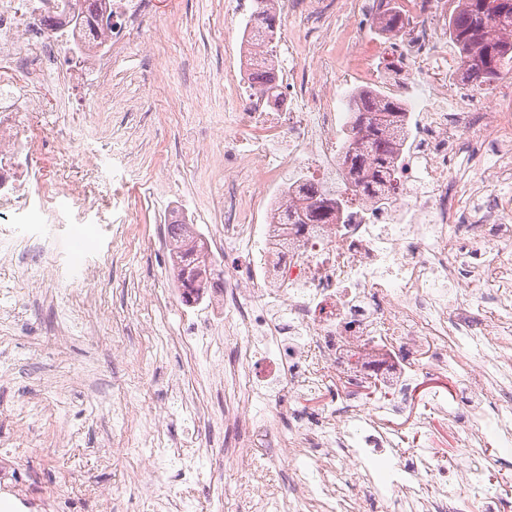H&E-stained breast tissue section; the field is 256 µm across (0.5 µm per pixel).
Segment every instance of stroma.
Wrapping results in <instances>:
<instances>
[{"label":"stroma","instance_id":"35a3bbf8","mask_svg":"<svg viewBox=\"0 0 512 512\" xmlns=\"http://www.w3.org/2000/svg\"><path fill=\"white\" fill-rule=\"evenodd\" d=\"M374 0H361L368 21L356 22L347 6L328 14L319 31L303 18L289 20L300 43L298 72L317 68L335 87L336 59L350 33L376 37ZM159 15L131 35L112 64V100L93 112L65 108L56 87L77 70L50 72L36 112H4L15 125L19 149L11 168L27 180L29 194L0 206V225L12 227L30 206L50 208L60 241L82 221L94 223L97 241L82 260L91 288L65 287L51 274L64 260L36 272L0 247V471L17 480L0 491V512H147L146 499L182 491L195 512H286L288 492L307 467L291 460L283 440L253 435L225 455L224 369L237 362V341L224 339V291L208 289L196 304L182 303L171 277L166 224L171 214L194 217L217 269L224 249L222 143L231 130V65L224 40V0H158ZM124 152L131 168L122 192L129 220L112 221V154ZM483 166L467 156L451 164L462 181L486 184L512 196V180L497 181L487 165L495 142L482 145ZM63 185L79 203L53 210ZM208 336L206 358L196 359L178 334ZM208 376L200 409L187 423L180 399L184 382ZM160 425L165 440L188 441L191 458L207 465L188 477L163 469L146 433L132 435L123 417ZM435 447L441 477L455 482L462 467L446 425L427 433L408 425L392 463L405 466L419 449ZM478 463L498 490L495 512H512V443L486 432Z\"/></svg>","mask_w":512,"mask_h":512}]
</instances>
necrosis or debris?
<instances>
[{"mask_svg": "<svg viewBox=\"0 0 512 512\" xmlns=\"http://www.w3.org/2000/svg\"><path fill=\"white\" fill-rule=\"evenodd\" d=\"M453 7L414 0L393 41L371 50L386 60L402 50L409 69H426L424 83L399 79L419 131L398 161L390 203L357 196L339 223L289 225L286 250L247 213L268 208L266 187L283 173L339 168L351 115L317 73L302 86L286 76L274 102L244 83L231 96L236 130L224 137V160L246 153L252 164L248 196L224 195V240L246 251L252 277L224 271V304L235 314L224 333H246L228 377L239 401L260 409L225 414L224 423L271 436L283 409L320 397L319 427L296 425L288 445L325 454L291 490L288 512H363L365 495L349 492L351 470L386 512H487L493 501L483 470L447 483L427 448L409 469H379L398 433L383 402L358 396L375 378L393 376L412 394L447 374L496 403L495 417L478 410L452 423L460 455H474L491 428L512 439V198L492 194L473 205L448 172L449 153L486 140L502 145L512 171V75L489 107L451 95L448 73L460 60L439 50L438 39ZM81 11L80 0H0V57L34 82L72 60L87 75L80 100L88 108L110 100L112 60L154 0H112V28L97 34L76 26Z\"/></svg>", "mask_w": 512, "mask_h": 512, "instance_id": "obj_1", "label": "necrosis or debris"}]
</instances>
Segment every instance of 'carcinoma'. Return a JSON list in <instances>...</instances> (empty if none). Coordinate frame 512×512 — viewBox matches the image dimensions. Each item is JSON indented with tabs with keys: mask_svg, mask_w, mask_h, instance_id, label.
Instances as JSON below:
<instances>
[{
	"mask_svg": "<svg viewBox=\"0 0 512 512\" xmlns=\"http://www.w3.org/2000/svg\"><path fill=\"white\" fill-rule=\"evenodd\" d=\"M247 44L250 53L249 78L272 92L277 74L268 58L266 37L275 28L276 0H256ZM448 31L462 60L461 81L489 85L503 72L512 71V0H459L448 23ZM493 51L494 73L490 76L473 60ZM354 115L351 137L344 146V165L355 191L375 203L390 200L395 191L396 159L408 137L402 104L377 90L360 89L350 96ZM342 202L319 189L314 181L300 177L285 190L271 212L272 224H334ZM172 251L173 274L181 281L184 267L196 261L208 248L194 225L174 220L166 225Z\"/></svg>",
	"mask_w": 512,
	"mask_h": 512,
	"instance_id": "cac0c4a2",
	"label": "carcinoma"
}]
</instances>
